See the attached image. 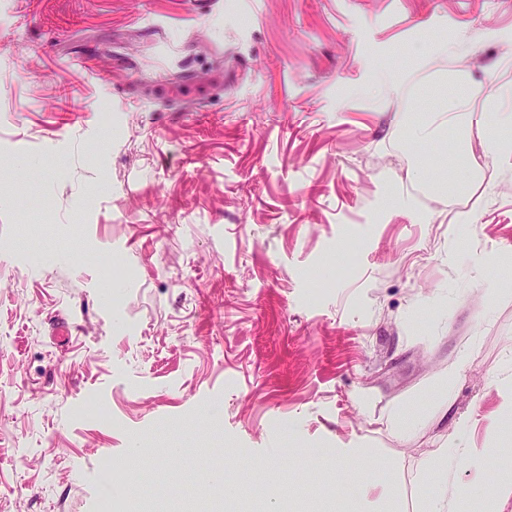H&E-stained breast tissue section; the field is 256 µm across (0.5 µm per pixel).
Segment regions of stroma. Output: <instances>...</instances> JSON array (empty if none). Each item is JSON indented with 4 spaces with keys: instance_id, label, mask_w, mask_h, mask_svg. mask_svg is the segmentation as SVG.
Masks as SVG:
<instances>
[{
    "instance_id": "35a3bbf8",
    "label": "stroma",
    "mask_w": 512,
    "mask_h": 512,
    "mask_svg": "<svg viewBox=\"0 0 512 512\" xmlns=\"http://www.w3.org/2000/svg\"><path fill=\"white\" fill-rule=\"evenodd\" d=\"M459 74L505 109L512 0H0V512H140L203 449L365 512L358 448L422 512L459 416L458 480L512 460V149L408 125ZM461 425L462 429L465 424L458 420L457 427L453 433H449L444 437L443 441L438 445V448H432L426 456L419 461V473L427 470L433 463L441 460L452 459L458 448H461L460 434L458 428Z\"/></svg>"
}]
</instances>
